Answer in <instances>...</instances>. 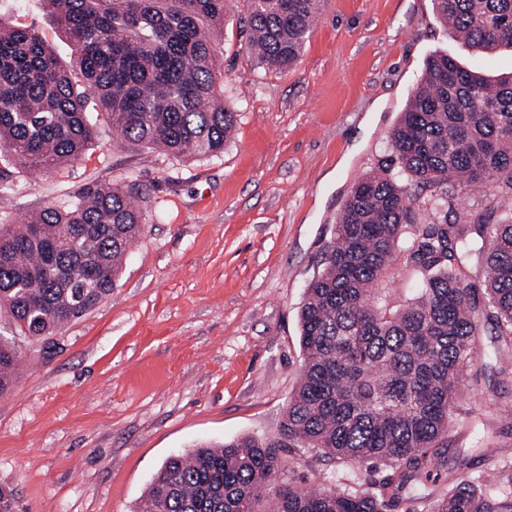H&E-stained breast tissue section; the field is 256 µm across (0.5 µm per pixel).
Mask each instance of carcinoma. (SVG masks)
Listing matches in <instances>:
<instances>
[{"mask_svg": "<svg viewBox=\"0 0 512 512\" xmlns=\"http://www.w3.org/2000/svg\"><path fill=\"white\" fill-rule=\"evenodd\" d=\"M247 47L261 63L299 57L324 0H245ZM73 49L56 58L33 30L0 26V155L16 169L76 160L94 139L86 102L106 112L120 144L173 156L224 152L237 114L221 101L211 32L226 0H46ZM437 18L479 56L512 48V0H433ZM391 154L358 180L336 222L322 271L300 310L301 381L280 436L204 445L166 460L141 512H389L407 490L422 512H512L469 483L437 499L424 465L447 447L448 419L466 369L477 362L479 320L496 321L495 359L512 376V204L493 220L448 221V188L498 185L512 195V76L491 82L446 54L431 56L389 131ZM41 225L43 239L31 238ZM145 218L132 192L84 188L0 230V307L27 337L47 338L112 291ZM483 257L487 303L469 282ZM401 257L419 295L397 305L380 288ZM15 344L0 338V394L17 376ZM286 448L343 462L383 464L372 492L275 485ZM0 487V512H17Z\"/></svg>", "mask_w": 512, "mask_h": 512, "instance_id": "carcinoma-1", "label": "carcinoma"}]
</instances>
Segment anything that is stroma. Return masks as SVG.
Wrapping results in <instances>:
<instances>
[{"instance_id":"1","label":"stroma","mask_w":512,"mask_h":512,"mask_svg":"<svg viewBox=\"0 0 512 512\" xmlns=\"http://www.w3.org/2000/svg\"><path fill=\"white\" fill-rule=\"evenodd\" d=\"M243 0H228L217 46L224 104L237 126L216 156L119 145L106 113L75 161L10 170L0 157V225L70 201L92 184L139 196L146 219L112 292L49 340L21 335L0 394V486L21 512H137L164 461L206 443L279 436L302 370L299 313L354 185L390 153L388 134L433 52L490 75L512 49L476 55L441 26L432 0H328L296 63L260 65L246 46ZM0 21L72 56L45 0H0ZM492 321L476 336L480 390L460 384L435 494L449 479L512 494V381L498 373ZM494 449L487 460L486 449ZM279 482L371 489L385 469L283 453Z\"/></svg>"}]
</instances>
